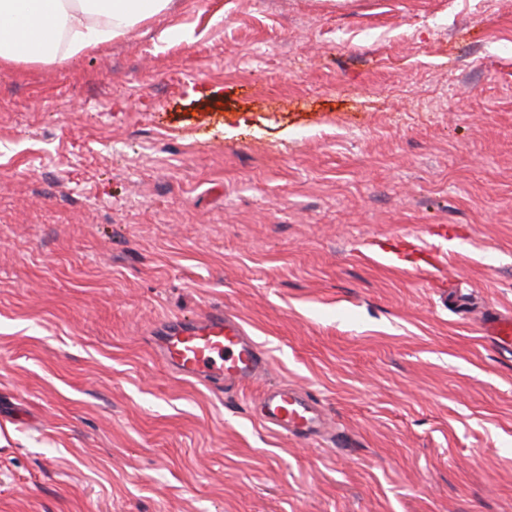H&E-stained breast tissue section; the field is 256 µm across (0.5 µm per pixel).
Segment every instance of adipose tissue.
<instances>
[{
	"label": "adipose tissue",
	"mask_w": 512,
	"mask_h": 512,
	"mask_svg": "<svg viewBox=\"0 0 512 512\" xmlns=\"http://www.w3.org/2000/svg\"><path fill=\"white\" fill-rule=\"evenodd\" d=\"M174 0H0V67L78 58L168 12Z\"/></svg>",
	"instance_id": "obj_1"
}]
</instances>
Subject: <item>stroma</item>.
Instances as JSON below:
<instances>
[{
  "label": "stroma",
  "mask_w": 512,
  "mask_h": 512,
  "mask_svg": "<svg viewBox=\"0 0 512 512\" xmlns=\"http://www.w3.org/2000/svg\"><path fill=\"white\" fill-rule=\"evenodd\" d=\"M176 4L0 70V512H512V0ZM213 308L261 379L157 356ZM262 415L270 427L295 436H307L320 425L312 402L288 386L273 388L265 394Z\"/></svg>",
  "instance_id": "stroma-1"
}]
</instances>
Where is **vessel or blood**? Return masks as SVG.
Here are the masks:
<instances>
[{
  "label": "vessel or blood",
  "mask_w": 512,
  "mask_h": 512,
  "mask_svg": "<svg viewBox=\"0 0 512 512\" xmlns=\"http://www.w3.org/2000/svg\"><path fill=\"white\" fill-rule=\"evenodd\" d=\"M163 361L178 375L205 384L246 385L267 370V356L236 316L212 309L191 320L168 319L153 333ZM265 422L296 436L313 433L320 424L312 402L281 386L262 400Z\"/></svg>",
  "instance_id": "obj_1"
}]
</instances>
